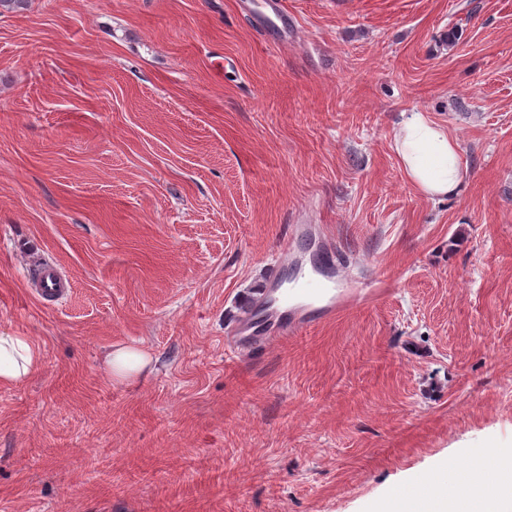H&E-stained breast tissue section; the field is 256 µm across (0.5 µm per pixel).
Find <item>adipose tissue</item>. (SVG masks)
<instances>
[{"label": "adipose tissue", "mask_w": 512, "mask_h": 512, "mask_svg": "<svg viewBox=\"0 0 512 512\" xmlns=\"http://www.w3.org/2000/svg\"><path fill=\"white\" fill-rule=\"evenodd\" d=\"M394 149L408 181L423 195L435 199L456 193L465 172L458 140L428 114L412 113L399 124ZM39 366V354L21 336L0 334V385L18 382ZM474 498L480 512H512V456L500 457L493 480H456L443 492L418 498L406 494L402 512H458L463 499Z\"/></svg>", "instance_id": "ef3b65f1"}]
</instances>
